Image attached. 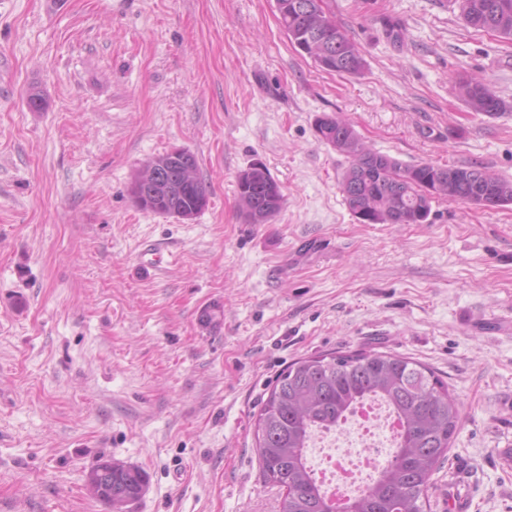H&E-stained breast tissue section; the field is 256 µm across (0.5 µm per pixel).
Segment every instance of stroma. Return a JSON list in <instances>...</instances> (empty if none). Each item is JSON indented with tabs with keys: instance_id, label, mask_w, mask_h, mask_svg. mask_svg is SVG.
Here are the masks:
<instances>
[{
	"instance_id": "obj_1",
	"label": "stroma",
	"mask_w": 512,
	"mask_h": 512,
	"mask_svg": "<svg viewBox=\"0 0 512 512\" xmlns=\"http://www.w3.org/2000/svg\"><path fill=\"white\" fill-rule=\"evenodd\" d=\"M324 8L360 74L300 54L274 0H0V512H107L85 486L105 458L145 471L132 512H280L255 451L262 401L293 361L362 347L461 398L428 512H448L459 470L470 512H512V205L439 199L426 224L359 223L349 160L314 126L340 115L402 163L512 180V42L464 27L450 0ZM470 76L501 114L468 108ZM176 147L209 187L186 222L128 192ZM257 161L285 196L269 224L246 223L235 195ZM148 246L163 269L141 266Z\"/></svg>"
}]
</instances>
